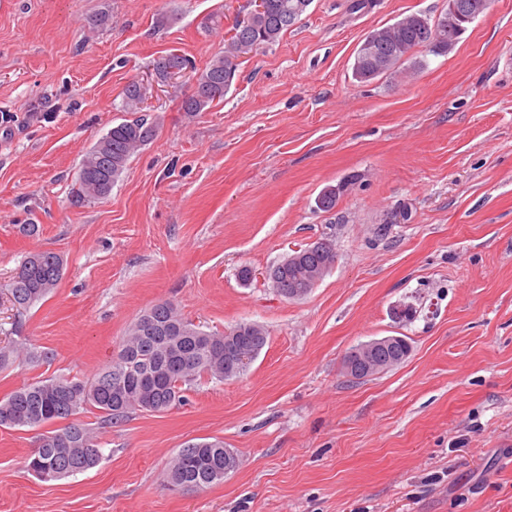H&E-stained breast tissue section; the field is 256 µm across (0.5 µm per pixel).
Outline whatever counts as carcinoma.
Wrapping results in <instances>:
<instances>
[{
	"label": "carcinoma",
	"instance_id": "cac0c4a2",
	"mask_svg": "<svg viewBox=\"0 0 512 512\" xmlns=\"http://www.w3.org/2000/svg\"><path fill=\"white\" fill-rule=\"evenodd\" d=\"M311 0H261V9L246 8L237 16L224 38V50L204 69H196L181 55L169 54L156 66L161 81L177 73L191 72L192 93L180 110L205 112L224 102L237 76L238 60L273 45L297 22ZM434 55L448 52V29L418 14L369 31L357 47L352 77L367 82L396 72L417 48ZM146 97L140 83L124 90L125 112H142ZM158 126L144 118L112 126L85 153L71 194L81 205L106 197L127 168L133 155L152 142ZM336 187L325 188L316 199L322 211L336 207ZM336 259L332 245L317 241L285 257L269 269L268 279L286 299L299 298L303 288H315ZM62 258L48 251L25 256L14 269L6 291L18 315L40 302L63 277ZM268 331L263 326L240 321L222 333L207 331L184 318L169 301H160L141 314L112 355L110 364L91 379L54 375L13 390L0 399V427L33 428L40 431L36 448L27 456L25 468L49 482L84 473L98 465L100 449L91 428L69 419L88 410L99 412L100 424L117 423L136 411L164 413L185 401V393L207 378L222 382L238 378L249 368L237 358L247 349L262 350ZM411 353L407 337L392 338L367 354L344 355L354 364L353 378L365 379V366L395 368ZM47 357L31 350L0 348V367L19 359L37 362ZM168 482L177 488L204 490L224 480V442L199 441L181 449L172 459Z\"/></svg>",
	"mask_w": 512,
	"mask_h": 512
}]
</instances>
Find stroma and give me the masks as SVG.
Wrapping results in <instances>:
<instances>
[{"mask_svg": "<svg viewBox=\"0 0 512 512\" xmlns=\"http://www.w3.org/2000/svg\"><path fill=\"white\" fill-rule=\"evenodd\" d=\"M248 0H0V347L47 360L0 368V398L53 375L92 378L159 301L221 332L263 325L240 378L94 429L102 460L54 482L28 472L36 430L0 427V512H512V0H491L417 73L352 77L365 34L448 0H312L272 47L241 58L223 104L181 112ZM223 10L220 26L205 18ZM109 11L111 22L89 28ZM145 83L158 135L108 197L70 202L83 155L128 120ZM349 181L335 208L320 192ZM39 226L26 237L19 225ZM320 239L336 262L286 300L266 273ZM64 260L58 288L17 315L4 286L27 254ZM255 276L239 278L242 267ZM415 303L400 322L393 305ZM404 336L400 366L344 375L354 345ZM223 440L239 468L194 491L167 466Z\"/></svg>", "mask_w": 512, "mask_h": 512, "instance_id": "stroma-1", "label": "stroma"}]
</instances>
